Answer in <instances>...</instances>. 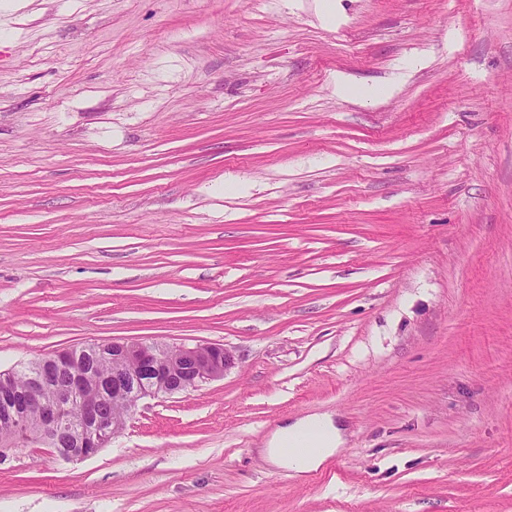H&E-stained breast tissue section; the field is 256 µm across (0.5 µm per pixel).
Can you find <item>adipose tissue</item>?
I'll use <instances>...</instances> for the list:
<instances>
[{"label": "adipose tissue", "instance_id": "ef3b65f1", "mask_svg": "<svg viewBox=\"0 0 512 512\" xmlns=\"http://www.w3.org/2000/svg\"><path fill=\"white\" fill-rule=\"evenodd\" d=\"M304 436L311 439V452L297 458L286 455L285 445ZM342 443L341 432L331 415H312L280 428L273 435L265 454L275 466L305 474L316 470Z\"/></svg>", "mask_w": 512, "mask_h": 512}]
</instances>
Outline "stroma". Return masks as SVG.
Here are the masks:
<instances>
[{
	"label": "stroma",
	"mask_w": 512,
	"mask_h": 512,
	"mask_svg": "<svg viewBox=\"0 0 512 512\" xmlns=\"http://www.w3.org/2000/svg\"><path fill=\"white\" fill-rule=\"evenodd\" d=\"M337 5L0 8V371L235 357L91 458L14 449L0 512H512V0ZM313 413L319 469L262 457ZM402 84V77L390 83L371 86H359L354 84L345 75L336 76V94L355 99H380L390 96ZM306 435L311 438V452L297 458L283 452L287 443ZM342 443L341 432L330 414L312 415L280 428L264 451L275 466L295 474H306L316 470Z\"/></svg>",
	"instance_id": "35a3bbf8"
}]
</instances>
